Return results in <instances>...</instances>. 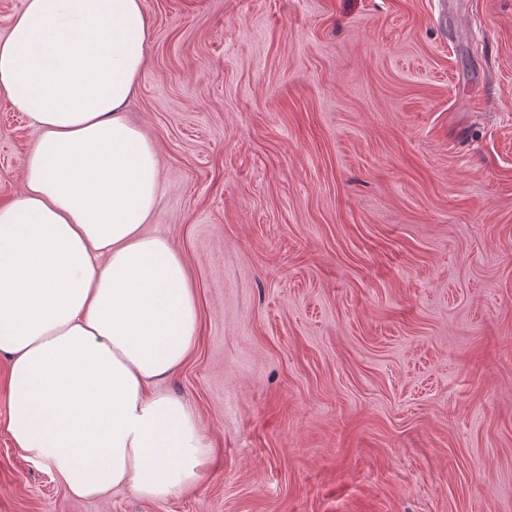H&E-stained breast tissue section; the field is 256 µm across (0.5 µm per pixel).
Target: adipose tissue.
Masks as SVG:
<instances>
[{
    "label": "adipose tissue",
    "mask_w": 512,
    "mask_h": 512,
    "mask_svg": "<svg viewBox=\"0 0 512 512\" xmlns=\"http://www.w3.org/2000/svg\"><path fill=\"white\" fill-rule=\"evenodd\" d=\"M148 28L142 0H25L0 38V96L41 132L0 203V433L79 498L189 490L210 453L161 388L199 321L181 254L145 229L158 154L125 116Z\"/></svg>",
    "instance_id": "adipose-tissue-1"
}]
</instances>
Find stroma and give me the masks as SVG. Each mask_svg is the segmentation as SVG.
<instances>
[{"label": "stroma", "mask_w": 512, "mask_h": 512, "mask_svg": "<svg viewBox=\"0 0 512 512\" xmlns=\"http://www.w3.org/2000/svg\"><path fill=\"white\" fill-rule=\"evenodd\" d=\"M143 5L210 457L79 499L0 433V512H512V0ZM38 139L0 97V200Z\"/></svg>", "instance_id": "obj_1"}]
</instances>
